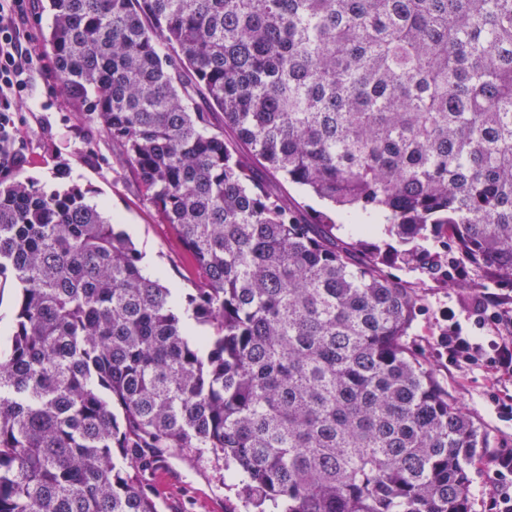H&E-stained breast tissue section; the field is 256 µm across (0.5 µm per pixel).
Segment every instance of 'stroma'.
<instances>
[{"label":"stroma","mask_w":512,"mask_h":512,"mask_svg":"<svg viewBox=\"0 0 512 512\" xmlns=\"http://www.w3.org/2000/svg\"><path fill=\"white\" fill-rule=\"evenodd\" d=\"M59 72L42 61L33 74L31 92L15 105L16 125L11 150L15 163L7 177L34 180L40 188H80L86 202L105 216L119 215L124 230L143 256L144 268L165 273L164 283L179 294L191 293L199 275L170 225L158 223L154 209L144 203L134 182L121 178L112 155V144L101 130L80 118L61 90ZM289 203L310 214L325 213L336 224V236L346 242L360 239L355 215L332 211L302 187H286ZM368 241L384 244L390 237L384 226H373ZM400 277L419 284L421 310L407 338L435 369L439 383L459 407L489 432L494 447L512 446V421L502 419L492 398L494 377L490 371H462L448 365L436 350V336L443 309H452L463 333L473 331L474 312L467 293L439 288L421 269L403 268ZM223 462L212 456L198 458L169 454L149 487L159 512H243L237 488L227 486Z\"/></svg>","instance_id":"35a3bbf8"}]
</instances>
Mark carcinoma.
<instances>
[{
	"instance_id": "cac0c4a2",
	"label": "carcinoma",
	"mask_w": 512,
	"mask_h": 512,
	"mask_svg": "<svg viewBox=\"0 0 512 512\" xmlns=\"http://www.w3.org/2000/svg\"><path fill=\"white\" fill-rule=\"evenodd\" d=\"M49 8L69 104L200 281L180 302L83 191L0 179V512H158L174 449L223 460L245 512H465L491 437L406 343L394 269L512 286V0ZM282 180L405 248L343 242ZM20 286L14 283L2 284L0 288V347L9 344L12 326L20 299Z\"/></svg>"
}]
</instances>
